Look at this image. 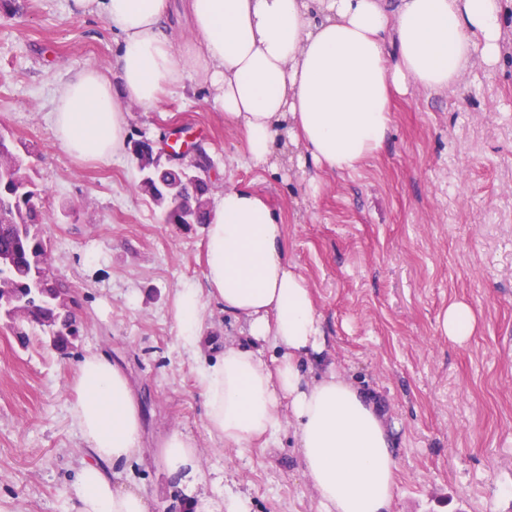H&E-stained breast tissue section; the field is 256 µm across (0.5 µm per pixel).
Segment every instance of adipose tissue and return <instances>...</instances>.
I'll use <instances>...</instances> for the list:
<instances>
[{
    "mask_svg": "<svg viewBox=\"0 0 512 512\" xmlns=\"http://www.w3.org/2000/svg\"><path fill=\"white\" fill-rule=\"evenodd\" d=\"M75 13L104 18L119 37L121 75L85 65L53 91V126L74 160L105 162L127 146L131 105H156L164 86L200 79L211 102L241 131L244 160L273 168L286 145L299 166L354 172L383 146L396 98L458 87L474 60L495 67L504 50L503 0H183L192 43L171 36L170 0H72ZM204 287L184 284L170 314L183 351L200 355L213 306L241 320L247 343L228 341L197 379L206 431L242 448L271 437L282 410L294 421L316 512H392L399 463L391 431L367 393L324 360L322 315L306 279L288 259L281 216L259 195L214 193L205 226ZM449 341L463 346L478 320L465 302L440 314ZM277 356L270 359L266 348ZM71 418L89 449L71 512H151L124 481L130 461L161 463L173 475L198 471L197 445L175 431L153 453L143 447V407L127 373L90 353L73 370Z\"/></svg>",
    "mask_w": 512,
    "mask_h": 512,
    "instance_id": "1",
    "label": "adipose tissue"
}]
</instances>
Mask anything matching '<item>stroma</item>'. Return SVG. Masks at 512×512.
Returning <instances> with one entry per match:
<instances>
[{
	"mask_svg": "<svg viewBox=\"0 0 512 512\" xmlns=\"http://www.w3.org/2000/svg\"><path fill=\"white\" fill-rule=\"evenodd\" d=\"M117 48L107 22L71 13L69 0L0 7V135L29 153L51 264L79 296L83 324L61 356L21 347L0 321V512H69L88 455L71 382L90 352L125 367L146 444L172 430L197 441L195 485L158 465L126 471L152 512H225L234 498L249 512H316L294 426L247 448L205 430L198 363L169 314L177 288L203 281V226L164 223L131 153L79 165L55 138L56 83L75 67L110 68ZM178 130L207 153L211 190H249L282 215L330 359L395 425L393 512H512V48L495 70L474 63L459 90L395 100L379 152L357 172L323 176L315 195L296 167L244 165L240 130L190 77L155 108L133 107L128 136L160 144ZM454 301L479 320L462 347L438 325Z\"/></svg>",
	"mask_w": 512,
	"mask_h": 512,
	"instance_id": "obj_1",
	"label": "stroma"
}]
</instances>
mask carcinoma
<instances>
[{
    "mask_svg": "<svg viewBox=\"0 0 512 512\" xmlns=\"http://www.w3.org/2000/svg\"><path fill=\"white\" fill-rule=\"evenodd\" d=\"M155 181L167 184L163 195L151 199L168 212L165 221L178 223L180 206L189 210L194 224L207 223L209 182L200 171L187 182L176 167L161 164L155 158ZM37 192L23 158L0 136V225L9 228L0 232V302L8 301L15 310L4 309L13 324V333L25 346L30 337L48 349L66 355L81 336V303L75 292L63 281L55 288L40 291L35 284L50 264L47 243L42 235L43 214L37 203Z\"/></svg>",
    "mask_w": 512,
    "mask_h": 512,
    "instance_id": "carcinoma-1",
    "label": "carcinoma"
}]
</instances>
